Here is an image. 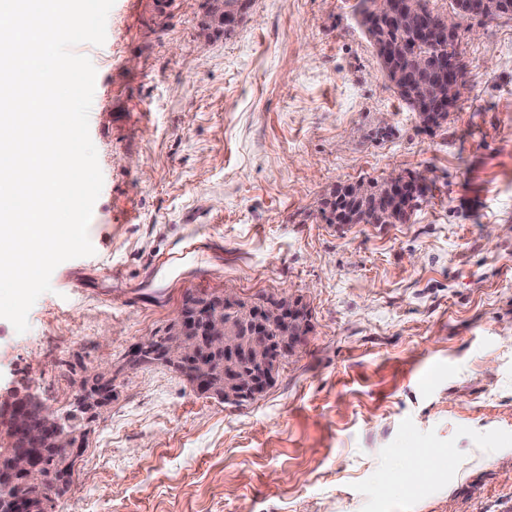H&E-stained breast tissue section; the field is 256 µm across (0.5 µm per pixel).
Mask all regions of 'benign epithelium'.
Returning a JSON list of instances; mask_svg holds the SVG:
<instances>
[{
    "mask_svg": "<svg viewBox=\"0 0 512 512\" xmlns=\"http://www.w3.org/2000/svg\"><path fill=\"white\" fill-rule=\"evenodd\" d=\"M487 9L501 14H512V0H455L454 11L443 14L426 25L418 26L414 37L419 41L442 37L450 42L461 38V32L456 17L464 14L480 13ZM423 0H365L359 5L358 17L363 28L372 42L380 65L391 78L390 84L399 97L408 99L416 110L423 124L427 126L441 120L443 113L425 110L431 104L437 107H452L456 102L460 84L453 74L462 67L461 58L448 59V77L439 76L442 71L440 64L431 56L418 57L410 68H402L396 62L395 52L389 39V32L402 18L414 24L422 15ZM234 300V290L226 287L224 291L195 298V301L183 302L172 324L181 326L189 317V311L202 312L200 336L197 342H210L216 337L224 339V353L237 349L235 337L224 335V300ZM257 306L256 318L253 320L255 330L265 329L267 318L275 317L288 329H294L302 313L309 311L308 305L300 296L281 294L273 303L264 299L255 300ZM301 336H290L288 342L293 349H288L286 343L267 344L252 352L260 364V369L250 376L239 377L235 374L224 375V394L238 402L250 401L263 396L273 383L277 366L281 363V353L289 351L288 357H293L299 347ZM148 357L153 363L178 368L190 359L196 351V346L184 341L180 336L165 335L160 339V345L146 348ZM112 402V379L108 378L102 386L83 392L74 402L73 409L83 415L84 427L73 428L66 426L69 413L59 414L40 401H28L27 392L10 390L0 393V447L11 448L18 432H25L27 438L36 443L52 441L59 448L72 449L67 457L66 465L76 469L78 459L87 446L89 430L86 425L98 420ZM15 471L22 476L23 482L36 492L51 490L63 497L71 493L74 482L64 474L55 480H49L42 466L32 465L21 457L14 461ZM17 499L14 485L0 484V512H16Z\"/></svg>",
    "mask_w": 512,
    "mask_h": 512,
    "instance_id": "1",
    "label": "benign epithelium"
}]
</instances>
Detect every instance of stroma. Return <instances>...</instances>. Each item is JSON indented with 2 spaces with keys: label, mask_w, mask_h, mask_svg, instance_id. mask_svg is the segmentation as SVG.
Segmentation results:
<instances>
[{
  "label": "stroma",
  "mask_w": 512,
  "mask_h": 512,
  "mask_svg": "<svg viewBox=\"0 0 512 512\" xmlns=\"http://www.w3.org/2000/svg\"><path fill=\"white\" fill-rule=\"evenodd\" d=\"M203 0H115L89 126L93 255L61 263L0 391L63 412L114 396L48 512H502L512 505V19H460L468 74L441 128L390 87L357 0H254L199 43ZM428 173L403 224H329L334 185ZM84 287H65L66 278ZM303 296L314 331L230 405L129 370L183 300ZM496 446L458 475L457 454Z\"/></svg>",
  "instance_id": "stroma-1"
}]
</instances>
